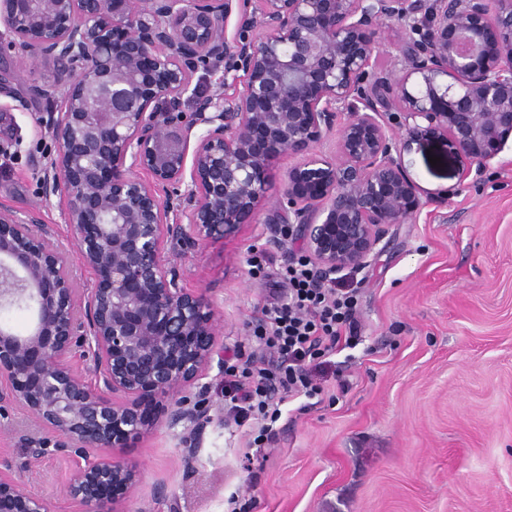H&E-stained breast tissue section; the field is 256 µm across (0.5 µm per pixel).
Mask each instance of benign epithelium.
Instances as JSON below:
<instances>
[{
    "instance_id": "1",
    "label": "benign epithelium",
    "mask_w": 512,
    "mask_h": 512,
    "mask_svg": "<svg viewBox=\"0 0 512 512\" xmlns=\"http://www.w3.org/2000/svg\"><path fill=\"white\" fill-rule=\"evenodd\" d=\"M234 2L0 0L8 47L58 70L41 203L0 209V310H32L25 335L0 322V404L41 430L23 438L25 466L84 460L60 487L80 512L135 499L136 468L105 450L198 420L182 393L224 370L213 303L172 256L265 209L268 245L285 247L292 224L322 278L362 270L385 226L425 206L400 131L451 139L465 178L512 138V0H256L230 38ZM387 19L405 45L375 72ZM221 65L232 82L200 92L198 72ZM332 133L334 156L317 153ZM285 154L298 162L273 197ZM53 197L94 274L84 290L42 221ZM0 512H49L2 456Z\"/></svg>"
}]
</instances>
